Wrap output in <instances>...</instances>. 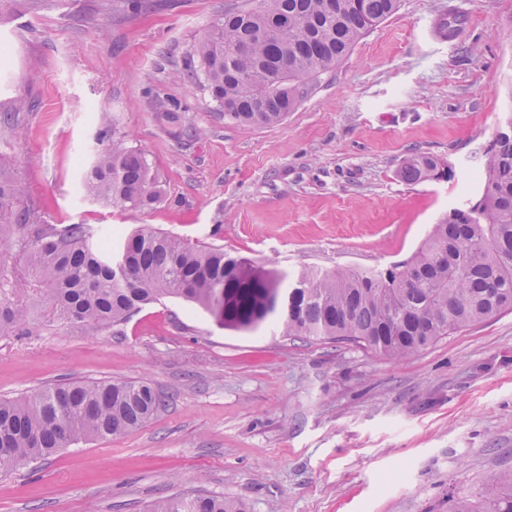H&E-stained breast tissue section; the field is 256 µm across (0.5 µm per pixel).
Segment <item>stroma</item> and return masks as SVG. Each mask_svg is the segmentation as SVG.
<instances>
[{"label":"stroma","mask_w":512,"mask_h":512,"mask_svg":"<svg viewBox=\"0 0 512 512\" xmlns=\"http://www.w3.org/2000/svg\"><path fill=\"white\" fill-rule=\"evenodd\" d=\"M40 0L0 16V155L51 224L137 225L294 275L407 260L478 194L483 146L512 113V0H401L285 119L243 130L189 51L244 0ZM456 16L448 41L433 25ZM172 104L166 118L156 101ZM116 138L161 200L84 196L79 164ZM452 180L405 182L406 159ZM27 328L0 335V399L70 381L151 382L165 401L126 434L0 474V512H146L203 489L250 512H448L512 471V312L394 362L346 342L236 331L167 297L106 329L58 318L39 287L0 288ZM401 178L408 183H420L434 178H454L450 165L442 164L437 158L425 154H415L407 159L400 171Z\"/></svg>","instance_id":"stroma-1"}]
</instances>
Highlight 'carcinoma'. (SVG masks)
<instances>
[{
  "mask_svg": "<svg viewBox=\"0 0 512 512\" xmlns=\"http://www.w3.org/2000/svg\"><path fill=\"white\" fill-rule=\"evenodd\" d=\"M400 0H251L224 15L191 48L203 88L243 130L279 123ZM474 199L433 225L411 255L382 269L304 267L286 276L219 247L190 245L139 228L112 240L85 224H48L21 209L23 186L0 163V245L25 224L32 281L63 318L96 329L126 323L138 309L177 297L217 324L278 335L336 339L400 361L455 330L512 311V117L485 150ZM408 183L454 178L451 166L415 154L400 171ZM86 195L130 211L160 201L145 156L114 140L82 175ZM26 324L0 301V333ZM147 380L58 384L22 399H0V473L86 438L122 435L164 406ZM150 512H245L243 502L204 490L178 493ZM448 512H512V474L488 483L477 506L464 498Z\"/></svg>",
  "mask_w": 512,
  "mask_h": 512,
  "instance_id": "obj_1",
  "label": "carcinoma"
}]
</instances>
